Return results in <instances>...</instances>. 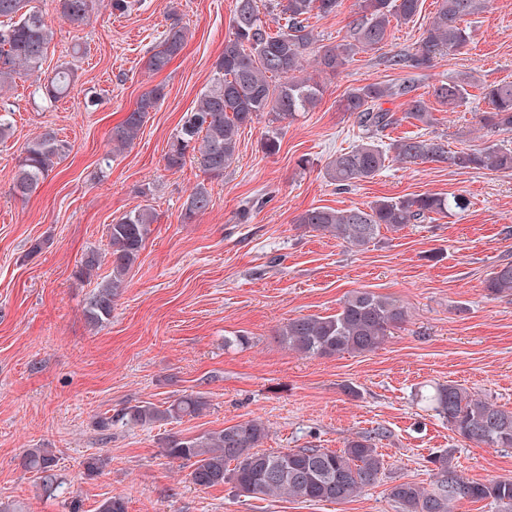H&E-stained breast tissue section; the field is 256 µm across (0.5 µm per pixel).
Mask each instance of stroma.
<instances>
[{"label": "stroma", "mask_w": 512, "mask_h": 512, "mask_svg": "<svg viewBox=\"0 0 512 512\" xmlns=\"http://www.w3.org/2000/svg\"><path fill=\"white\" fill-rule=\"evenodd\" d=\"M32 4L56 28L43 75L69 60L75 83L53 104L36 94L31 78L17 80L8 94L13 129L0 141V505L70 512L75 501L80 512H97L119 495L126 512H398L386 495L391 481L428 482L431 459L444 449L466 478L512 476V452L463 441L415 397L423 385L452 381L512 410V296L494 299L484 290L492 269L512 261V174L393 161L347 192L325 175L331 158L358 141L353 117L341 109L345 93L402 80L383 59L414 47L435 0H424L414 22L393 26L387 46L324 81L316 108L280 130L277 153L263 148L267 118L243 128L236 161L211 182L190 162L167 169L164 157L224 50L235 0H139L120 16L97 0L79 28L60 19L56 0ZM173 8L189 38L168 68L154 73L148 51ZM466 24L467 48L417 75V92L465 73L482 83L512 81V0H489ZM75 43L85 52L72 60L67 51ZM159 84L165 97L139 139L109 155L113 126ZM482 108L475 95L454 112L437 104L432 126L404 121L387 134L429 132L455 150L512 147V135L480 128L475 114ZM48 128L71 151L20 200L12 179L21 149ZM202 182L213 206L184 221L183 204ZM424 193H461L471 206L455 217L381 231L360 248L296 222L313 207L340 210ZM145 205L156 216L152 232L111 318L92 325L86 302L112 267L102 262L81 279L80 264L87 252L106 250L108 224ZM245 207L250 218L242 224L237 214ZM360 290L408 308L406 322L380 349L310 358L281 345L278 331L288 319L334 314ZM237 334L248 344L225 347V337ZM346 384L357 386L359 397L347 396ZM188 393L206 398L200 416L149 429L116 426L108 439L96 428L99 416L135 404L163 408ZM255 418L267 425L263 446L272 450L336 451L382 429L375 444L386 470L345 502L258 499L227 484L194 485L188 463L162 450L168 436ZM29 448L54 451L57 490L44 491L23 468ZM90 456L105 461L102 474L85 475Z\"/></svg>", "instance_id": "1"}]
</instances>
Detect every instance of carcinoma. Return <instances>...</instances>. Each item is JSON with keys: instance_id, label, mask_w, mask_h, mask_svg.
<instances>
[{"instance_id": "obj_1", "label": "carcinoma", "mask_w": 512, "mask_h": 512, "mask_svg": "<svg viewBox=\"0 0 512 512\" xmlns=\"http://www.w3.org/2000/svg\"><path fill=\"white\" fill-rule=\"evenodd\" d=\"M93 0H57L61 20L79 27L89 17ZM235 0L231 33L224 51L213 65L212 77L196 110L183 123L165 155L166 167L177 169L188 161L209 179L224 177L236 160L240 131L266 113L270 122H291L317 105L322 84L306 73L336 76L361 53L381 49L391 36L393 23L408 24L421 11V0H356L355 15L347 35L336 43L323 44L313 34L310 19L338 12L342 0ZM486 0H436V11L416 46L386 57L387 65L407 77L394 85L371 83L351 88L343 111L350 113L363 133L359 143L336 154L326 167L329 182L347 191L370 180L395 160L401 163H446L462 172L493 170L512 172V148L493 143L482 149L451 150L436 138L401 137L386 143L385 130L399 124L395 113L382 107L388 98L409 96L404 118L424 126L433 123L429 100L411 95L413 77L435 66L437 59L465 48L470 40L465 17L484 10ZM273 17V32L265 16ZM188 27L177 12L159 41L149 50L147 67L165 70L183 50ZM55 29L31 0H0V141L10 137L11 110L5 98L16 79L41 70ZM72 68L63 62L38 87L44 98L56 102L73 88ZM476 85L471 75L441 80L428 94L453 112L469 99ZM485 110L476 113L478 123L492 133L512 135V81L482 85ZM164 97V88L153 87L141 95L135 107L112 128L107 156L131 147L139 137L148 114ZM70 152V144L45 130L29 140L13 177L14 194L26 199L37 191L50 172ZM212 206L205 184L197 185L183 204L190 221ZM462 194H416L383 198L363 207L335 210L315 207L298 216L296 223L354 247L373 242L381 228L398 232L410 224L432 222L435 216L450 217L469 209ZM155 221L147 206L138 207L108 225V249L112 277L97 287L85 307L88 320L100 324L112 317L115 299L125 288V276L135 265ZM487 295H512V261L495 266L485 281ZM407 319V309L393 297L357 291L340 303L333 315L290 318L279 330L281 343L303 356L335 357L365 354L379 349L392 330ZM421 401L448 422L452 431L478 446L512 450V410L471 393L454 383H435L421 391ZM207 400L199 393L186 394L161 409L152 404L133 405L115 416L96 421L104 436L112 427H150L201 415ZM268 428L260 419L226 426L192 437L170 436L163 445L172 460L191 463L193 484L210 488L229 484L237 493L254 497H285L303 501L345 502L374 485L385 471L383 455L375 438L362 435L346 442L339 451L316 446L261 449ZM429 481L395 482L388 498L400 512H451L460 499L490 501L497 512H512V477L471 481L453 464L446 450L433 460ZM56 456L50 448H28L24 467L35 473L44 490H54Z\"/></svg>"}]
</instances>
